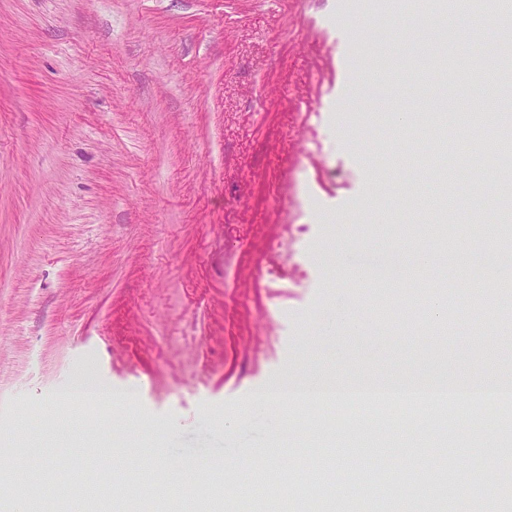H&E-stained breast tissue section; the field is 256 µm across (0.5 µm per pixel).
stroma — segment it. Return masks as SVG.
I'll return each mask as SVG.
<instances>
[{
    "mask_svg": "<svg viewBox=\"0 0 512 512\" xmlns=\"http://www.w3.org/2000/svg\"><path fill=\"white\" fill-rule=\"evenodd\" d=\"M397 16L393 0H0V432L26 422L8 481L54 482L52 462L85 484L111 463L144 497L193 487L209 512H280L250 491L254 453L291 483L319 468L380 495L452 453L455 470L476 459L512 487V453L481 433L436 436L399 414L373 449L358 443L366 412L335 404L312 426L308 410L255 401L295 372L475 377L512 360L497 317L512 298L484 293L477 316L449 273L441 338L429 281L340 292L320 260L428 238L410 201L438 168L466 203L453 227L482 210L455 143L436 152L432 125L394 135L405 99L390 78L415 64ZM345 301L365 332L319 337ZM87 371L122 416L66 401ZM155 430L164 459L191 465L180 483L141 445ZM228 456L234 493L209 472Z\"/></svg>",
    "mask_w": 512,
    "mask_h": 512,
    "instance_id": "obj_1",
    "label": "stroma"
}]
</instances>
